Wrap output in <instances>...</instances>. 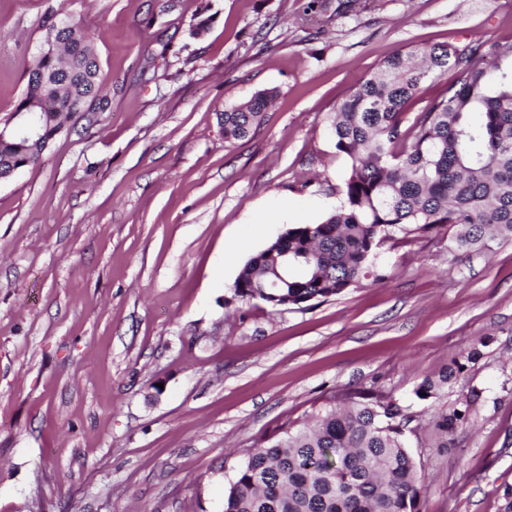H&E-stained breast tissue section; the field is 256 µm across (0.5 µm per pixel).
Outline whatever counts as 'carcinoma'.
<instances>
[{
    "mask_svg": "<svg viewBox=\"0 0 512 512\" xmlns=\"http://www.w3.org/2000/svg\"><path fill=\"white\" fill-rule=\"evenodd\" d=\"M54 51L26 67L16 110L36 109L43 137L35 144L0 140V172L38 163L74 112L110 104L91 35L80 25L46 24ZM446 79L445 94L402 128L421 86ZM274 91L263 90L224 111V139L260 126ZM336 151L350 159L340 206L317 224H296L249 259L233 297L286 311L306 309L369 277L381 242L414 225L456 228L458 251L487 239L512 240V41L478 39L462 47L395 50L336 107L329 126ZM480 357L474 349L437 380L415 389L433 397ZM482 392L474 390L434 423L439 447L453 445ZM404 416L390 401H355L287 428L247 450L224 512H419L421 475L404 439Z\"/></svg>",
    "mask_w": 512,
    "mask_h": 512,
    "instance_id": "carcinoma-1",
    "label": "carcinoma"
}]
</instances>
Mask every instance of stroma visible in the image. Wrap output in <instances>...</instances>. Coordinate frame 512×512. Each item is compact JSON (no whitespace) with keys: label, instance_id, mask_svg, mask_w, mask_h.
Listing matches in <instances>:
<instances>
[{"label":"stroma","instance_id":"1","mask_svg":"<svg viewBox=\"0 0 512 512\" xmlns=\"http://www.w3.org/2000/svg\"><path fill=\"white\" fill-rule=\"evenodd\" d=\"M0 0V131L48 16L94 37L111 106L0 181V512H223L247 449L368 394L395 402L421 512L512 487V241L395 232L305 310L232 297L241 267L339 206L332 113L397 49L512 40V0ZM273 88L228 142L224 108ZM480 347L427 400L418 384ZM480 390L441 448L438 412Z\"/></svg>","mask_w":512,"mask_h":512}]
</instances>
